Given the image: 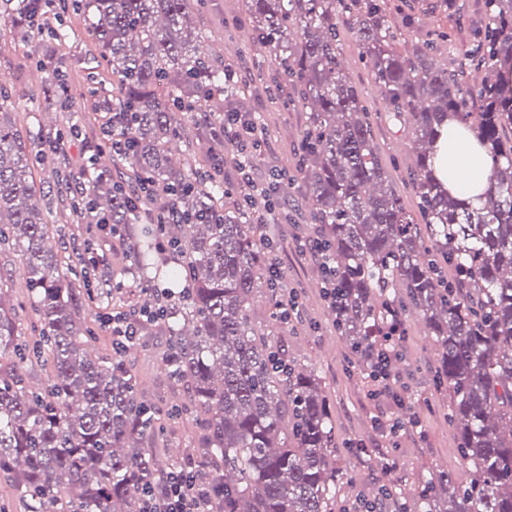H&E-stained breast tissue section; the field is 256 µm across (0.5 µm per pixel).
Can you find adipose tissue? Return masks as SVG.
Wrapping results in <instances>:
<instances>
[{"label": "adipose tissue", "mask_w": 512, "mask_h": 512, "mask_svg": "<svg viewBox=\"0 0 512 512\" xmlns=\"http://www.w3.org/2000/svg\"><path fill=\"white\" fill-rule=\"evenodd\" d=\"M435 164L451 194L480 207L487 187L490 161L467 127L454 124L440 139Z\"/></svg>", "instance_id": "1"}]
</instances>
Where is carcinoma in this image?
I'll list each match as a JSON object with an SVG mask.
<instances>
[{"instance_id":"carcinoma-1","label":"carcinoma","mask_w":512,"mask_h":512,"mask_svg":"<svg viewBox=\"0 0 512 512\" xmlns=\"http://www.w3.org/2000/svg\"><path fill=\"white\" fill-rule=\"evenodd\" d=\"M112 67L118 95L105 112H125L116 132L135 150L74 194L70 206L107 218L122 239L112 260L90 261L55 236L33 176L34 159L56 150L63 132L25 135L0 86V251L14 252L26 298L0 278V476L12 480L25 512H140L142 488L193 455L224 496L223 512H336L343 473L336 467L330 405L317 376L288 354L281 307L286 283L269 288L267 228L254 221L247 192L228 188L210 166L179 168L170 146L196 123L195 104L238 102L246 84L228 79L197 49L188 0H72ZM486 22L468 50L472 79L441 60L438 42L410 56L393 48L395 17L386 0H245L252 38L268 49V88L306 112L298 177L312 227L336 286L331 325L353 367L372 372L380 329L419 317L437 346L433 385L450 394L448 421L461 458L422 481L400 512H512V0H485ZM25 36L66 39L30 17L45 0H20ZM398 120L408 122L415 164L410 181L422 223L406 210L374 142L370 112L343 71L341 19ZM44 95L69 109L64 71L45 59ZM450 121L466 123L492 166L485 206L473 212L451 196L431 163ZM154 188L135 196L143 178ZM175 191L174 197L167 195ZM236 197L234 203L225 199ZM170 202L202 221L151 224L146 210ZM165 238L176 255L156 249ZM102 287H89L88 270ZM167 283L165 313L142 327L144 351L156 338L166 376L185 400L162 413L146 398L128 350L98 352L87 315L136 317ZM185 291L176 289L181 282ZM265 299L263 319L252 303ZM288 363V377L271 356ZM37 363L48 384L29 386ZM195 428L190 447L165 467L179 420Z\"/></svg>"}]
</instances>
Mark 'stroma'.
Instances as JSON below:
<instances>
[{
    "mask_svg": "<svg viewBox=\"0 0 512 512\" xmlns=\"http://www.w3.org/2000/svg\"><path fill=\"white\" fill-rule=\"evenodd\" d=\"M388 2L399 7L400 18L412 21L411 27L401 28L396 38L395 48L404 55L412 54L417 41L426 35L445 34L449 37L442 45L445 56L462 58L469 39L485 21L484 0H454L449 8L443 0ZM244 16L243 0H200L190 24L203 42L212 44L210 59L237 70L239 80L250 87L249 94L239 105L258 113L266 132L262 151L251 171L252 178L259 181L271 167L294 171L304 114L268 95L263 65L268 53L253 41ZM62 20L69 36L55 46L54 57L67 74L66 94L73 106L69 112L47 107L40 73L31 63L32 58L39 56L42 44L21 37L11 0H0V73L7 76L6 84L14 100V117L23 132L41 133L73 122L86 128L96 127L103 120L98 102L102 96L111 94L115 78L103 61L102 49L88 31L83 16L69 10ZM344 68L357 84L370 111L381 157L405 207L415 211L416 200L409 183L414 157L408 127L388 112L371 79L369 67L360 59L350 39L344 43ZM85 151V140L66 138L58 153L46 155L35 172L37 181L49 189L44 203L56 229L66 240L77 229L86 227L87 222L72 213L66 193L58 191L57 173L65 168L79 171ZM281 198L292 212L293 221L275 227L283 243L279 259L287 273L288 290L297 294L301 306V316L293 323V333L287 336L288 349L321 378L331 402L338 464L347 469L350 478L336 502L338 512H345L358 495L369 493L385 480L399 484L407 498L414 494L422 479L442 470L452 472L458 481H468L471 469L460 458L448 422V398L445 392L435 389L430 380L435 361L432 336L418 318H409L403 356L394 371L411 399V408L390 400L378 404L370 400L365 377L348 365L345 344L331 326L316 263L311 257L299 254L293 246L295 225L310 223L304 193L300 185L294 184L282 191ZM379 409L392 418L415 413L426 430L425 436L408 429L401 432L396 446L384 445L371 421ZM358 440L365 444L366 454L351 450V443Z\"/></svg>",
    "mask_w": 512,
    "mask_h": 512,
    "instance_id": "obj_1",
    "label": "stroma"
}]
</instances>
